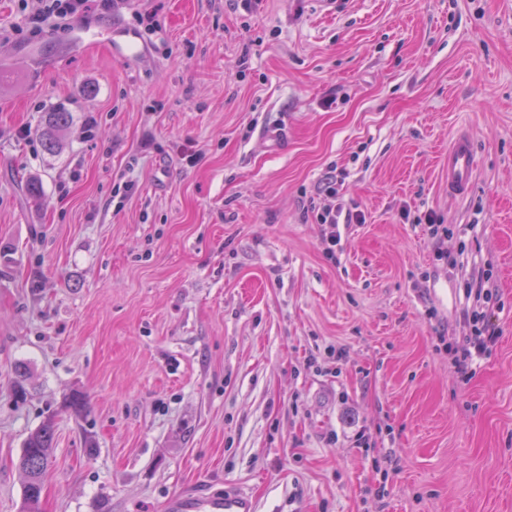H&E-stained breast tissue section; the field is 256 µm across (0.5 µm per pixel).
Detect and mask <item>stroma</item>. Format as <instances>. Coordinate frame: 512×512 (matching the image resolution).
<instances>
[{"label": "stroma", "mask_w": 512, "mask_h": 512, "mask_svg": "<svg viewBox=\"0 0 512 512\" xmlns=\"http://www.w3.org/2000/svg\"><path fill=\"white\" fill-rule=\"evenodd\" d=\"M31 6L0 0V512L49 417L39 512H167L195 487L258 512H512V0H116L42 37ZM460 130L479 165L455 200ZM331 175L365 216L332 260L308 208ZM440 250L498 286L469 376ZM72 123V114L62 108L47 112L46 124L41 131V142L48 153H56L61 145V135ZM478 157L471 136L458 133L448 144V196L466 199L474 187Z\"/></svg>", "instance_id": "stroma-1"}]
</instances>
